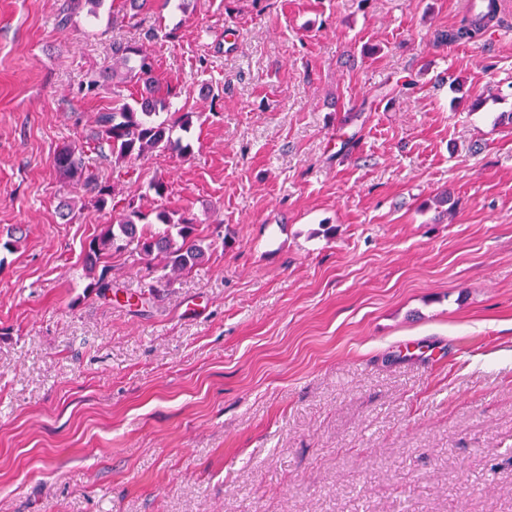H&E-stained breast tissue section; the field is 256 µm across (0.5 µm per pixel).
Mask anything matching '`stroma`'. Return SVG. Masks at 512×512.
<instances>
[{
  "mask_svg": "<svg viewBox=\"0 0 512 512\" xmlns=\"http://www.w3.org/2000/svg\"><path fill=\"white\" fill-rule=\"evenodd\" d=\"M268 2L0 0V512H512V23ZM116 43L194 119L189 159L99 158L114 204L164 180L208 247L157 288L113 254L130 307L86 293L108 216L53 167ZM498 13L497 0H488L480 14H469L456 28H452L438 35V41L442 43H455L469 41L483 34L486 27L493 22Z\"/></svg>",
  "mask_w": 512,
  "mask_h": 512,
  "instance_id": "35a3bbf8",
  "label": "stroma"
}]
</instances>
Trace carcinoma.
Instances as JSON below:
<instances>
[{
  "label": "carcinoma",
  "instance_id": "cac0c4a2",
  "mask_svg": "<svg viewBox=\"0 0 512 512\" xmlns=\"http://www.w3.org/2000/svg\"><path fill=\"white\" fill-rule=\"evenodd\" d=\"M498 13L497 0H487L480 14L468 15L462 23L438 35L442 43L469 41L483 34ZM112 107L98 113L95 141L99 150H108L114 166L140 160L156 151L171 150L182 157L191 154V146L173 137L175 130H186L192 125L193 113L177 111L157 120L159 110L166 107L167 98L179 95L176 89L166 90V97L158 96L154 77V61L142 48L115 44L112 46ZM135 82L142 86L140 97L132 100L121 94L119 85ZM54 169L60 179L82 186L94 198V206L106 210L115 186L101 167L90 161L85 152L72 145L61 147L54 156ZM155 219L164 229L147 234L148 215L130 198L123 212L112 217V222L101 229L89 242L85 265L90 270L100 269L87 284V290L99 297L112 291L110 253L129 251V256L149 270L156 283L168 285L177 277L203 265L206 250L197 237V218L182 216L176 220L165 210L169 196L168 184L160 179L151 182Z\"/></svg>",
  "mask_w": 512,
  "mask_h": 512
}]
</instances>
